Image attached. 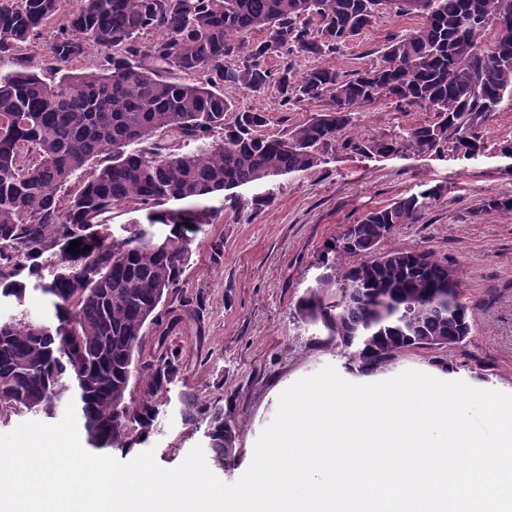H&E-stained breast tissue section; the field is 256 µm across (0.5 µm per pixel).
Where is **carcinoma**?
<instances>
[{"label": "carcinoma", "mask_w": 512, "mask_h": 512, "mask_svg": "<svg viewBox=\"0 0 512 512\" xmlns=\"http://www.w3.org/2000/svg\"><path fill=\"white\" fill-rule=\"evenodd\" d=\"M420 18L388 39L382 64L346 77L317 64L300 76L271 70L273 56L321 59L354 41L380 14ZM512 18V0H0V299L24 303L35 283L54 319L27 314L0 322V411L53 416L74 403L87 445L129 450L143 443L172 383L178 352L143 366V393L126 394L142 330L158 321L161 296L178 287L202 226L204 200L239 187L306 172L341 147L386 157L435 151L453 140L468 156L476 132L512 97V35L484 43L488 24ZM59 24L46 81L24 46ZM264 31L268 37L252 41ZM149 33L157 37L146 41ZM99 53L90 71L75 63ZM237 63L229 67L226 59ZM259 92L274 86L285 105L320 101L314 117L287 134H260L266 114L242 111L224 84ZM381 100L424 108L436 120L395 137L345 136L356 109ZM444 195L434 185L366 212L324 257L328 273L298 301L339 340L348 365L375 374L408 349L462 343L472 331L454 290H435L458 269L427 250L380 247L399 224H415ZM179 208H168L169 202ZM144 213L121 239L107 234L116 206ZM482 211L512 213V198L484 199ZM166 227L160 247L152 228ZM80 242L76 251L71 241ZM346 258L342 276L336 260ZM383 298L388 312L373 306ZM187 422L207 421L214 461L236 455L224 409L188 398Z\"/></svg>", "instance_id": "obj_1"}]
</instances>
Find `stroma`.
Here are the masks:
<instances>
[{"label": "stroma", "mask_w": 512, "mask_h": 512, "mask_svg": "<svg viewBox=\"0 0 512 512\" xmlns=\"http://www.w3.org/2000/svg\"><path fill=\"white\" fill-rule=\"evenodd\" d=\"M412 27L409 18L382 14L330 62L348 76L380 65L387 39ZM224 94L235 110L267 113L263 132L269 136L285 134L322 108L310 101L284 106L272 87L253 93L228 86ZM434 119L426 109L401 110L382 100L356 109L348 133L391 136ZM478 133L485 149L472 159L447 146L438 153L407 150L389 157L340 148L309 171L208 200L210 222L191 246L178 288L160 307L161 324L143 329L141 360L174 348L179 370L160 395L152 431L137 452L153 450L157 464L172 469L193 447L205 445V423L181 418L180 398L187 395L223 409L235 425L237 454L213 472L223 482H236L251 464L280 393L328 365L354 384L413 369L512 393V214L479 210L484 198L512 196V170L499 154L502 141L512 139V102H504ZM423 183L443 186V197L417 223L398 225L387 245L426 249L456 264L473 331L455 346L401 352L370 376L349 372L335 337L321 322L299 316L297 302L323 274L322 256L346 225ZM268 192L274 195L269 205L253 204L254 196ZM218 237L224 255L216 261L210 243Z\"/></svg>", "instance_id": "1"}]
</instances>
